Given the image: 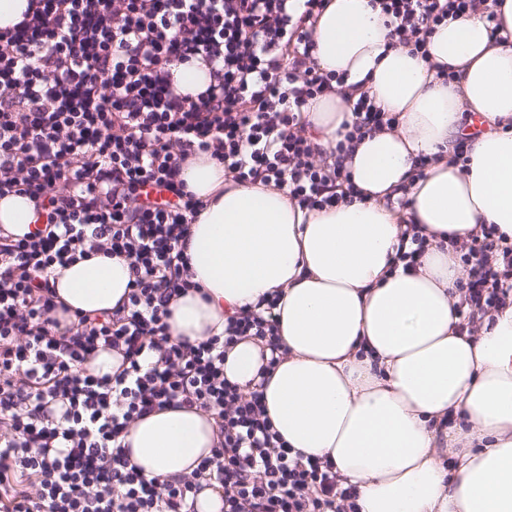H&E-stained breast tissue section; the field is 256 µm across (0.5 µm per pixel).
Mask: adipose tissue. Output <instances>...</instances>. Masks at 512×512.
<instances>
[{"instance_id": "adipose-tissue-1", "label": "adipose tissue", "mask_w": 512, "mask_h": 512, "mask_svg": "<svg viewBox=\"0 0 512 512\" xmlns=\"http://www.w3.org/2000/svg\"><path fill=\"white\" fill-rule=\"evenodd\" d=\"M427 51L395 45L370 0H329L312 58L345 83L303 107L314 143L327 153L343 140L346 102L362 94L397 127L353 142L343 165L361 197L321 210L234 183L208 158L184 164L205 208L189 225L197 288L170 301L169 335L223 334L235 309L280 292L274 370L259 378L267 348L246 338L224 375L246 393L262 384L294 454L330 465L359 512H512V304L464 329L453 246L484 224L512 243V38L491 39L479 9L440 24ZM410 224L427 248L407 269L396 251ZM129 279L127 259L97 255L63 269L55 290L95 316L122 305ZM217 433L213 415L168 406L124 442L132 464L174 478L210 456Z\"/></svg>"}]
</instances>
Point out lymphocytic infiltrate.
<instances>
[{"mask_svg": "<svg viewBox=\"0 0 512 512\" xmlns=\"http://www.w3.org/2000/svg\"><path fill=\"white\" fill-rule=\"evenodd\" d=\"M396 44L424 50L436 27L482 0H375ZM327 0H28L0 30V198L34 201L33 230L0 226V512H197L222 490L223 512H357L330 466L292 454L262 394L225 378L246 337L278 354L277 295L234 312L224 333L169 336L168 305L193 288L183 244L203 204L180 177L207 156L234 181L286 190L308 208L355 198L343 166L353 141L395 130L367 95L332 157L299 122L343 75L312 60ZM199 62L210 83L180 92L172 63ZM468 321L505 305L512 246L495 228L455 246ZM101 254L129 262L121 310L61 325L56 267ZM117 352L97 376L88 362ZM215 415L221 440L187 475L131 464L122 438L166 406ZM122 357L113 351L101 350L90 360L88 368L95 375L113 374L120 367Z\"/></svg>", "mask_w": 512, "mask_h": 512, "instance_id": "f902f5d3", "label": "lymphocytic infiltrate"}]
</instances>
